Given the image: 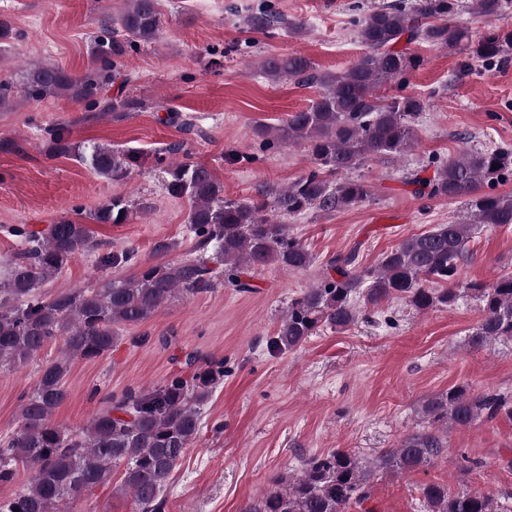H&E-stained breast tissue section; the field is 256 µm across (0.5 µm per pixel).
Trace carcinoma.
Instances as JSON below:
<instances>
[{
    "label": "carcinoma",
    "mask_w": 512,
    "mask_h": 512,
    "mask_svg": "<svg viewBox=\"0 0 512 512\" xmlns=\"http://www.w3.org/2000/svg\"><path fill=\"white\" fill-rule=\"evenodd\" d=\"M474 9L487 21L498 20L508 0H394L367 9L356 4L352 25L369 52L336 75L322 74L307 58L293 54L264 60L263 73L296 78L323 89L305 109L289 115L277 128L254 130L261 149L302 145L313 167L290 185L265 191L256 199L224 198V185L201 164L178 163L166 170L169 193L189 203L188 229L193 255L168 260L176 243L154 245L158 260L143 264L135 277L121 275L133 265L132 250L99 256L112 275L88 288L45 297L40 288L75 257L97 251L87 225L68 220L42 231L16 225L8 233L21 248L14 253L8 276L0 281V371L37 356L53 340L59 355L40 369L33 389L23 395L18 431L0 443V483L29 474L19 494L0 500V512H61L69 500L112 481V470L124 466L120 489L133 497L140 512H160L171 475L200 430L201 409L224 381V360L186 355L191 377H173L150 389L109 395L89 424L73 431L53 419L66 397L65 381L75 357L95 359L112 349L119 331L137 327L179 295H195L222 280L247 289L243 275L276 265L286 271L310 268L314 256L288 230L285 218L315 209L334 212L359 205L372 190L355 175L364 163L402 155L411 145L415 118L426 99L414 95L381 96L392 82L404 83L422 63L400 41H423L465 55L464 67L489 66L512 58V28L494 27L477 34L459 20ZM160 0H129V6L95 37V66L82 75L53 63L26 69L24 89L40 99L71 94L102 106L105 114L135 112L133 97L99 98L112 82L114 57L124 46L150 43L160 31ZM49 155L67 156L111 181L126 178L146 159L137 152L99 143H75L64 126L47 131ZM498 168H492V165ZM433 175L415 174L414 194L429 198L466 199L462 217L415 235L386 252L374 269H361L351 252L330 260V272L291 299L276 335L274 352L292 351L326 326L344 329L363 312L397 300L417 311L449 307L467 293L479 302L481 318L471 342L488 346L512 339V274L485 285L463 283L458 274L467 243L484 226H512V195L483 192L512 175V148L469 150L433 162ZM145 210L122 194L105 201L90 219L96 224H123L134 209ZM420 413L427 426L404 436L397 447L363 460L340 449L301 460L297 474L275 473L270 489L249 502L243 512H347L368 501L378 475L403 476L432 465L448 450V428H465L501 415L512 418V395L454 386L427 398ZM428 512H499L494 496L461 490L448 492L438 483L419 488Z\"/></svg>",
    "instance_id": "cac0c4a2"
}]
</instances>
